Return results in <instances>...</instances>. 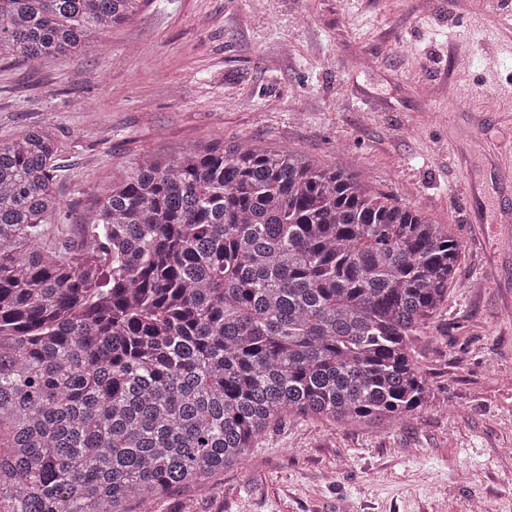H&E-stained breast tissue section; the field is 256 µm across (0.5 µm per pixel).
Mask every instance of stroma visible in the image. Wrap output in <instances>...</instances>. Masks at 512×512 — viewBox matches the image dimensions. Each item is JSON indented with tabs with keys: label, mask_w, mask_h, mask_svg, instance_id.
<instances>
[{
	"label": "stroma",
	"mask_w": 512,
	"mask_h": 512,
	"mask_svg": "<svg viewBox=\"0 0 512 512\" xmlns=\"http://www.w3.org/2000/svg\"><path fill=\"white\" fill-rule=\"evenodd\" d=\"M51 126L64 202L45 243H79L132 163L220 138L361 171L448 226L461 257L418 346L414 419L275 423L244 463L154 512H512V0H144L32 70L0 61V142Z\"/></svg>",
	"instance_id": "stroma-1"
}]
</instances>
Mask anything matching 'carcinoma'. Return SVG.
<instances>
[{
  "instance_id": "1",
  "label": "carcinoma",
  "mask_w": 512,
  "mask_h": 512,
  "mask_svg": "<svg viewBox=\"0 0 512 512\" xmlns=\"http://www.w3.org/2000/svg\"><path fill=\"white\" fill-rule=\"evenodd\" d=\"M144 0H0L30 67ZM59 139L0 142V512H152L236 466L275 422L410 418L416 342L461 244L360 175L252 139L145 159L81 245L47 249Z\"/></svg>"
}]
</instances>
